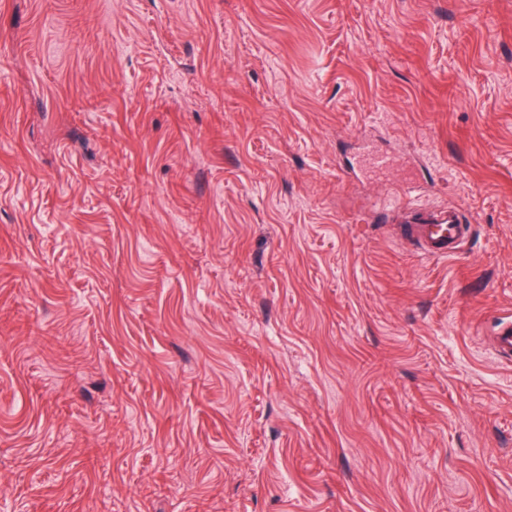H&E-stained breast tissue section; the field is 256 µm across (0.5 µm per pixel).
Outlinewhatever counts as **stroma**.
I'll list each match as a JSON object with an SVG mask.
<instances>
[{"label": "stroma", "mask_w": 512, "mask_h": 512, "mask_svg": "<svg viewBox=\"0 0 512 512\" xmlns=\"http://www.w3.org/2000/svg\"><path fill=\"white\" fill-rule=\"evenodd\" d=\"M507 315L512 0H0V512H512ZM410 215L401 221L402 238L415 246L417 253L427 258H450L471 236L472 224H467L461 208L448 205L421 211L412 207L400 209ZM489 345L494 356L501 362H512V318H501L494 325Z\"/></svg>", "instance_id": "35a3bbf8"}]
</instances>
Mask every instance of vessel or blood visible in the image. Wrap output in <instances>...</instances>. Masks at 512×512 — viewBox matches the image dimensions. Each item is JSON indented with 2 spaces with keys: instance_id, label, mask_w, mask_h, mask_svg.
Instances as JSON below:
<instances>
[{
  "instance_id": "1",
  "label": "vessel or blood",
  "mask_w": 512,
  "mask_h": 512,
  "mask_svg": "<svg viewBox=\"0 0 512 512\" xmlns=\"http://www.w3.org/2000/svg\"><path fill=\"white\" fill-rule=\"evenodd\" d=\"M408 220L402 226V237L414 245L417 253L427 258L456 256L461 245L471 236L461 208L444 206L428 211L407 208ZM489 345L502 362H512V318L499 319L494 325Z\"/></svg>"
}]
</instances>
